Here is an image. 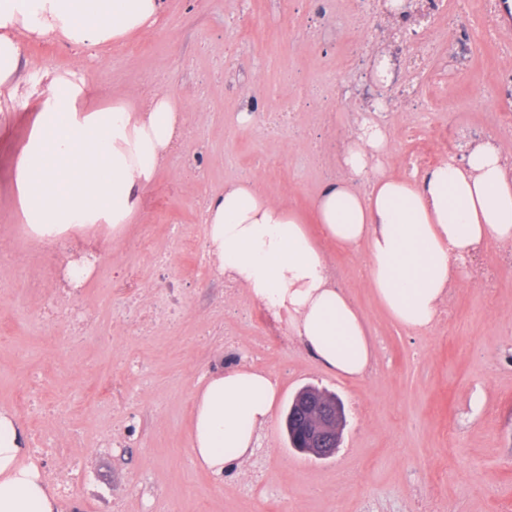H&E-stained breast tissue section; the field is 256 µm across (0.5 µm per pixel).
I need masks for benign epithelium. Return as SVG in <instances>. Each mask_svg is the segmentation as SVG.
<instances>
[{"label":"benign epithelium","mask_w":512,"mask_h":512,"mask_svg":"<svg viewBox=\"0 0 512 512\" xmlns=\"http://www.w3.org/2000/svg\"><path fill=\"white\" fill-rule=\"evenodd\" d=\"M346 425L343 403L317 388L299 389L288 405V434L299 453L326 459L336 453Z\"/></svg>","instance_id":"1"}]
</instances>
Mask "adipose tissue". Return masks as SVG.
Wrapping results in <instances>:
<instances>
[{
    "label": "adipose tissue",
    "mask_w": 512,
    "mask_h": 512,
    "mask_svg": "<svg viewBox=\"0 0 512 512\" xmlns=\"http://www.w3.org/2000/svg\"><path fill=\"white\" fill-rule=\"evenodd\" d=\"M164 0H0V96L16 99L22 44L60 37L90 50L149 32ZM83 83L50 78L31 135L15 165L23 221L41 239L108 224L122 235L166 163L184 120L168 91L81 106ZM388 130L363 120L341 157L342 179L326 184L313 215L325 239L367 254L366 275L398 324L429 329L459 261L481 244L512 243V165L496 145L464 163L443 160L421 179L386 175ZM208 254L220 273L286 323L324 366L361 377L375 342L350 296L336 287L303 217L255 181L225 183L202 211ZM278 395L271 374L239 366L202 376L193 393V465L214 475L254 452ZM0 512H60L13 416L0 410Z\"/></svg>",
    "instance_id": "1"
}]
</instances>
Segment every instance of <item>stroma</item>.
<instances>
[{"label": "stroma", "instance_id": "stroma-1", "mask_svg": "<svg viewBox=\"0 0 512 512\" xmlns=\"http://www.w3.org/2000/svg\"><path fill=\"white\" fill-rule=\"evenodd\" d=\"M433 45L424 69L402 70L413 105L386 110L385 169L405 175L408 153L426 149L434 122L484 126L496 103L491 73L512 24L482 34L467 72L448 61V22L418 30ZM383 38L379 6L361 0H165L155 28L88 58L69 44L22 48V99L0 104V409L26 434L53 431L33 449L46 481L58 466L75 479L60 492L61 512H415L432 498L438 512H512V269L504 245L483 246L477 267L458 273L446 303L451 323L413 331L394 323L364 275V253L336 248L311 223L321 186L341 174L339 146L358 100L343 74L349 57L369 58ZM75 72L94 110L125 95L172 91L185 109L183 137L146 192L134 224L105 241V257L77 290L93 320L67 336L33 312L58 292L51 260L27 232L15 164L46 73ZM296 111L287 136L261 130L283 101ZM251 115L241 127V112ZM255 179L270 197L307 217L338 287L365 316L376 354L361 379L326 372L291 336L269 341L246 291L224 300V278L176 250L182 234L205 238L200 205L226 182ZM148 236L168 263L135 254ZM134 270L145 286L180 279L170 320L144 331L118 284ZM490 287H481L484 277ZM239 346L224 344L225 329ZM252 365L269 372L280 396L259 443L241 467L218 477L193 467L192 396L210 370ZM313 385L343 402L347 426L336 454L318 460L290 448L284 415Z\"/></svg>", "mask_w": 512, "mask_h": 512}]
</instances>
